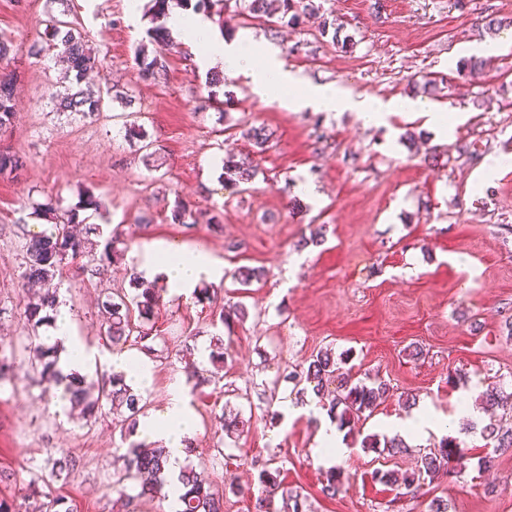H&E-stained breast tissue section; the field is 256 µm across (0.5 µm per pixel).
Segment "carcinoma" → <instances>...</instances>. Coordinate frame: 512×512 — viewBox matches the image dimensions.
<instances>
[{
    "mask_svg": "<svg viewBox=\"0 0 512 512\" xmlns=\"http://www.w3.org/2000/svg\"><path fill=\"white\" fill-rule=\"evenodd\" d=\"M152 27L147 30L148 43L140 46L138 57V78L156 80L165 75L168 67L167 52L172 48L169 31L164 26V18L171 8L172 0H151ZM235 4L236 11L253 19L271 21L275 18L288 26L303 24L308 16L320 13L321 4L316 0H224V7ZM46 41L31 45L27 53L32 57H43L55 53L63 58L67 69L64 81L68 82L64 91H52L49 100L57 112H76L91 116L103 110L107 101H115L124 107L133 102L132 90L119 89L107 81L92 88L85 83L88 73L103 68L102 60L88 44L86 35L74 22L61 19L55 15L48 16L45 26ZM153 49H148V46ZM16 118L14 105V86L10 79L0 77V133L13 126ZM26 166V156L19 151L0 149V174H12ZM255 175V168L246 159H238L229 154L224 158V181L235 186L249 183ZM35 213L49 214L54 220L52 230L48 233L34 235L25 249V270L23 280L37 283L42 291L37 298L28 302L23 310V318L33 347L32 357L28 358L30 367L36 370L41 380L46 383L45 394L59 400L69 399L82 407L86 419L97 418L104 408L109 413L118 412L125 424L127 447L121 454L122 468L112 475V490L123 496L127 503L135 499L162 493L165 486L172 491H181L178 496V512H224V493L211 486L202 473L191 467L181 469L176 479L167 480L166 465L169 450L162 446H152L145 441L135 440L137 433V416L142 412L141 397L121 373H112L101 382V386H86L83 376L76 373L63 374L58 366L59 350L55 344H47L39 334V329L53 324L56 312L58 285L55 280L62 278L63 269L72 263H81V267L95 274L101 273L111 263L114 255L116 237L104 240L100 252L88 249L87 236H101L103 229L99 224L86 225V237L75 236L70 225L77 223L75 209L60 207V199H50L38 205ZM191 205L175 196L171 208V220L186 224L193 218ZM130 284L138 290L133 297L115 294L107 295L101 303V327L105 336L114 347L127 343H139L149 338L146 324L150 323L159 306L160 295L154 288L139 289L141 276L137 272L130 274ZM138 312V320H133L132 313ZM347 359L335 358L328 349L320 350L308 360L288 372V381L293 383L296 394L303 397L312 394L322 402L327 415L342 430L365 412H373L383 403L390 393L386 381L375 378L369 382L355 377L351 370L343 368ZM19 367L15 357H7L0 345V383L12 380ZM482 404L490 409L512 406V391L507 392L499 384H493L480 395ZM219 423L224 436L232 441L248 435L253 427L251 419L239 413L223 412ZM483 434L496 449L512 448V428H503L490 423L483 428ZM365 448H383L389 454H396L404 447L399 438L380 439L369 435L362 441ZM463 459L465 453L458 448V443L451 436H444L434 447V451L424 455L417 469L397 479L389 471L379 473L378 480L385 485L398 482L409 490L426 476L448 470L451 459ZM75 460L63 450L57 451V457L51 459L50 467L37 475V481L48 487L60 480L71 478L75 471ZM133 482L140 491L131 495L127 493V483ZM257 482L265 492L260 499L257 512H277L274 507L276 495H281L286 512H307L306 498L296 489L282 486L275 470L262 466L257 470ZM45 501L40 512H70L65 499L44 494Z\"/></svg>",
    "mask_w": 512,
    "mask_h": 512,
    "instance_id": "cac0c4a2",
    "label": "carcinoma"
}]
</instances>
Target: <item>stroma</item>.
<instances>
[{
    "instance_id": "35a3bbf8",
    "label": "stroma",
    "mask_w": 512,
    "mask_h": 512,
    "mask_svg": "<svg viewBox=\"0 0 512 512\" xmlns=\"http://www.w3.org/2000/svg\"><path fill=\"white\" fill-rule=\"evenodd\" d=\"M321 3L320 14L298 27L263 25L233 11L213 9L209 17L225 36L277 51L302 83L446 107L448 135L408 112L390 113L378 126L354 112H292L257 96L243 75L209 84L185 32L172 37L165 77L139 80L135 58L151 25L149 0H140L135 26L127 0H0V35L21 48L0 60V74L14 77L17 113L6 144L27 157L24 170L0 176V342L14 344L24 362L14 386L0 388V471L14 475L0 483V496L32 505L40 494L29 485L31 473L59 448L78 469L53 484V495L74 512H128L110 487L124 448L120 423L108 415L90 424L69 416L61 402L46 400L26 364L24 245L50 226L34 208L52 195L70 209L87 192L105 205L93 223L114 227L118 237L104 275L73 265L60 285L59 300L90 351H112L99 306L104 289L128 288L134 248L203 247L224 265L211 300L164 293L152 329V382L141 391L147 411L160 408L172 385L186 381L177 350L194 346L195 362L207 370L204 351L212 335L223 336L232 360L191 395L196 430L184 449L186 465L223 489L224 512H257L254 458L279 470L283 485L306 497L308 512H431L436 499L447 501L448 512H512V448L494 453L491 468L480 467L490 452L481 425L453 430L467 458L408 494L380 484L375 473L412 471L438 434L408 441L393 456L362 445L406 417L407 396L418 408L451 416L461 395L512 383L505 329L512 320V0ZM51 13L83 27L111 82L132 87L131 108L114 103L92 119L52 111L48 89L63 67L24 52L43 37ZM490 17L499 23L492 34L484 29ZM326 19L351 36L352 48L320 35ZM472 58L489 64L464 71ZM430 79L441 88H427ZM127 120L146 131L155 157L126 139ZM245 124L264 128L266 150L242 139ZM460 142L474 144L475 154H459ZM229 150L257 166L248 191L225 183L214 164ZM491 155L508 164L486 179L482 165ZM178 195L191 202L196 223L171 221ZM214 215L219 224H211ZM241 266L266 272L244 293L233 279ZM237 301L248 318L223 325L224 305ZM325 348L348 356L356 375H376L391 387L346 436L343 486L333 498L322 491L327 466L313 454L309 407L281 377ZM226 407L252 418L251 433L239 442L246 458L217 451V419ZM269 408L281 420L269 421Z\"/></svg>"
}]
</instances>
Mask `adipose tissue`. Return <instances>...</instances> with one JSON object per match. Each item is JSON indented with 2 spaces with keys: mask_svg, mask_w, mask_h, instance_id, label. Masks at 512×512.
<instances>
[{
  "mask_svg": "<svg viewBox=\"0 0 512 512\" xmlns=\"http://www.w3.org/2000/svg\"><path fill=\"white\" fill-rule=\"evenodd\" d=\"M165 25L168 30L187 31L200 38L199 61L203 67L218 68L230 76L249 70L258 96L269 97L276 87L289 89L286 104L292 111L309 106L324 112L352 111L368 125L381 124L385 116L393 112H414L424 116L427 123L439 132L448 130L447 112L427 100L385 102L373 96H355L331 84L310 85L304 87L303 93H296L299 80L283 60L274 55L254 59L252 50L239 40L219 38L209 18L203 14L172 12L167 15ZM141 271L145 277L162 280L168 288L183 295L193 291L201 282L217 281L224 275L223 267L209 253L163 244L153 247ZM51 339L60 348L63 373H79L98 362L107 369L125 373L127 382L131 384L145 387L150 383L151 365L140 356L125 353L97 359L89 354L72 335L71 315L67 308H59ZM194 427L183 389L176 385L164 407L140 420L138 432L148 441L163 442L170 451L168 469L176 474L185 460L184 441Z\"/></svg>",
  "mask_w": 512,
  "mask_h": 512,
  "instance_id": "adipose-tissue-1",
  "label": "adipose tissue"
}]
</instances>
